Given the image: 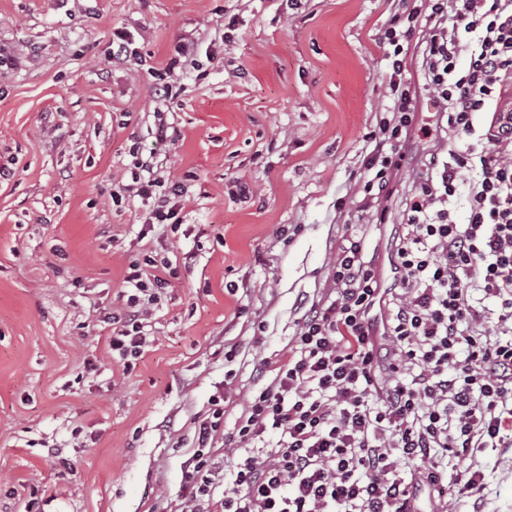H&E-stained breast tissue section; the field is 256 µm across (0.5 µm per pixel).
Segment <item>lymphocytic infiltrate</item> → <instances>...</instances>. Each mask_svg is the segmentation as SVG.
Masks as SVG:
<instances>
[{
    "label": "lymphocytic infiltrate",
    "instance_id": "obj_1",
    "mask_svg": "<svg viewBox=\"0 0 512 512\" xmlns=\"http://www.w3.org/2000/svg\"><path fill=\"white\" fill-rule=\"evenodd\" d=\"M410 41L449 143L406 201L388 256L393 279L368 259L364 236L339 246L331 288L233 432L220 404L199 422L183 463L189 512H417L418 491L441 485L452 457L458 496L480 512L477 454L512 447V0H405L383 24L392 104L369 135L358 188L381 222L415 120ZM480 112L488 128L479 135ZM135 167L136 196L166 189L152 221L175 218L169 200L181 197L180 182L165 186L147 163ZM465 171L468 219L459 224ZM173 275L164 259L130 265L126 301L108 316L120 359L140 356L149 308ZM220 442L233 451L224 462L213 454Z\"/></svg>",
    "mask_w": 512,
    "mask_h": 512
}]
</instances>
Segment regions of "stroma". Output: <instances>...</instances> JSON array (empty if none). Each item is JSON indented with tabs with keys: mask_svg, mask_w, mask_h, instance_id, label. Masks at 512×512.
I'll list each match as a JSON object with an SVG mask.
<instances>
[{
	"mask_svg": "<svg viewBox=\"0 0 512 512\" xmlns=\"http://www.w3.org/2000/svg\"><path fill=\"white\" fill-rule=\"evenodd\" d=\"M390 0H0V512H179L195 424L232 432L330 288L343 235L384 263L440 117L415 57L418 126L386 200L358 208L367 135L391 104L376 35ZM235 18L227 28V18ZM125 34L136 51L112 58ZM182 93L155 94L178 46ZM168 124L169 137L157 136ZM181 182L179 224L114 205L134 158ZM254 195L241 200L237 181ZM175 276L131 368L106 317L145 246ZM483 512H512V448H489Z\"/></svg>",
	"mask_w": 512,
	"mask_h": 512,
	"instance_id": "stroma-1",
	"label": "stroma"
}]
</instances>
